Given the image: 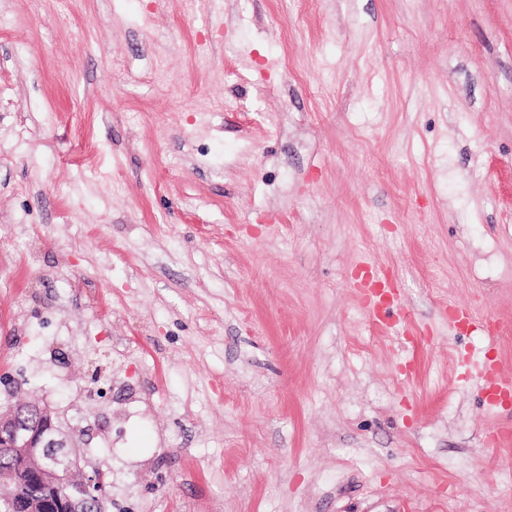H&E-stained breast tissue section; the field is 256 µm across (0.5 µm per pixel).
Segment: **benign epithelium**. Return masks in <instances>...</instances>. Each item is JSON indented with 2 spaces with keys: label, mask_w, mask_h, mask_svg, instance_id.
Returning <instances> with one entry per match:
<instances>
[{
  "label": "benign epithelium",
  "mask_w": 512,
  "mask_h": 512,
  "mask_svg": "<svg viewBox=\"0 0 512 512\" xmlns=\"http://www.w3.org/2000/svg\"><path fill=\"white\" fill-rule=\"evenodd\" d=\"M7 399L0 405V447L19 449L29 460L35 473L55 484L73 486L69 496L74 512L84 507L102 505L106 497L103 473L94 471L74 480L81 470L80 456L76 450L75 436L53 422L55 412L44 404L38 410L44 418L43 426L31 428L21 421L18 405L12 402L21 390V382L10 375L0 376Z\"/></svg>",
  "instance_id": "benign-epithelium-1"
}]
</instances>
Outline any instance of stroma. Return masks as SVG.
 Here are the masks:
<instances>
[{
    "label": "stroma",
    "instance_id": "obj_1",
    "mask_svg": "<svg viewBox=\"0 0 512 512\" xmlns=\"http://www.w3.org/2000/svg\"><path fill=\"white\" fill-rule=\"evenodd\" d=\"M490 345L512 0H0V369L95 426L107 512H512ZM350 287L353 288L360 308L372 323L382 324L387 329H391L393 325L399 326L398 334L404 336L412 335L413 323L408 317H399L396 320L398 323H395L396 321H388L392 311L402 310L403 308L399 306H386L380 289L373 288L369 283L355 280L354 278L350 282ZM439 309L441 321L446 325L448 324V327L459 324L462 320H466L472 329L485 331L489 339L493 338V336L490 335L494 331V325L488 316L480 315L467 306L456 302L443 303L439 306ZM482 389L490 406L499 414L506 412L508 419L488 428L485 441L490 447L510 445L512 441L511 411L512 382L503 377L496 354L487 356L476 369Z\"/></svg>",
    "mask_w": 512,
    "mask_h": 512
}]
</instances>
